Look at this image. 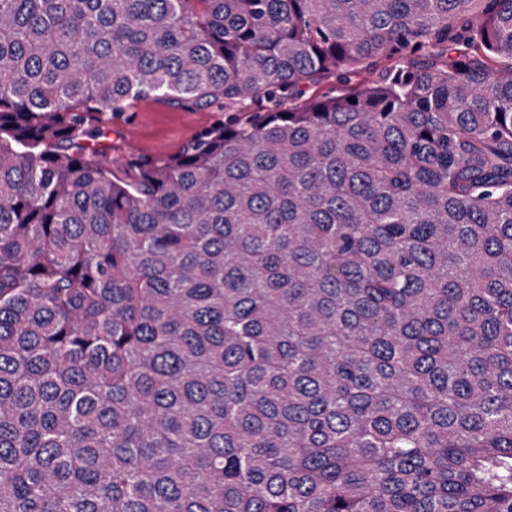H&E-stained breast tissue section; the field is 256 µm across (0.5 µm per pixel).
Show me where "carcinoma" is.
<instances>
[{"label":"carcinoma","instance_id":"obj_1","mask_svg":"<svg viewBox=\"0 0 512 512\" xmlns=\"http://www.w3.org/2000/svg\"><path fill=\"white\" fill-rule=\"evenodd\" d=\"M0 512H512V0H0ZM228 114L217 108L199 111L173 108L158 101L139 102L126 113L125 120L105 126L92 139L90 156L120 167L130 157L172 155ZM130 128L136 129L132 142Z\"/></svg>","mask_w":512,"mask_h":512}]
</instances>
